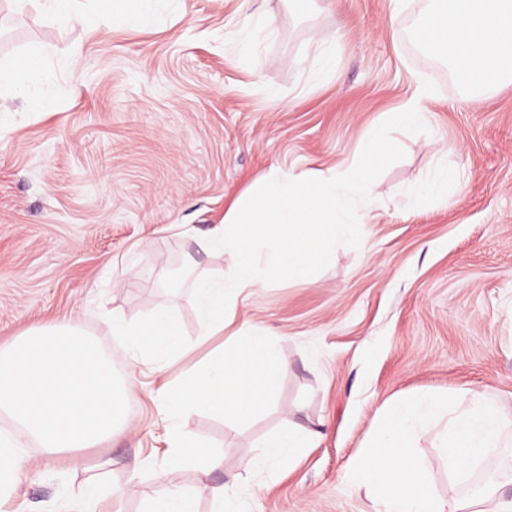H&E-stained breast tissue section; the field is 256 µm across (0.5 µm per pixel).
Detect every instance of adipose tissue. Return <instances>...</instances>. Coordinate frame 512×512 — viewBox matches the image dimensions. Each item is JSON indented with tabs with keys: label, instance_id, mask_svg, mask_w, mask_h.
<instances>
[{
	"label": "adipose tissue",
	"instance_id": "obj_1",
	"mask_svg": "<svg viewBox=\"0 0 512 512\" xmlns=\"http://www.w3.org/2000/svg\"><path fill=\"white\" fill-rule=\"evenodd\" d=\"M415 39L433 59L444 62L467 89L484 91L512 80V0H422ZM136 357L182 355L186 345L166 304L134 323L122 313L108 322ZM314 445L311 433L285 423L253 460L256 470H274L298 449Z\"/></svg>",
	"mask_w": 512,
	"mask_h": 512
}]
</instances>
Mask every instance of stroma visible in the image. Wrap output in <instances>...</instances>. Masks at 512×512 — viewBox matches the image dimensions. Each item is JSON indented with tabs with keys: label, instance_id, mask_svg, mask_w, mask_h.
I'll return each instance as SVG.
<instances>
[{
	"label": "stroma",
	"instance_id": "35a3bbf8",
	"mask_svg": "<svg viewBox=\"0 0 512 512\" xmlns=\"http://www.w3.org/2000/svg\"><path fill=\"white\" fill-rule=\"evenodd\" d=\"M277 29H244L252 12ZM419 0H157L148 22L122 14L59 27L37 7L0 4V65L37 47L39 83L0 92V347L27 329L77 320L131 376L133 427L77 456L29 442L0 512H44L109 467L99 512H141L167 451L159 394L236 335L273 338L287 368L272 407L243 426L197 411L186 434L219 449L208 474L180 473L199 512L209 488L242 492L243 512H374L350 480L378 412L414 393L486 392L512 407V83L485 96L418 50ZM338 29L336 70L308 82L297 58ZM433 81L424 134L394 132L405 157L375 181L359 248L337 246L308 280L259 283L222 335L202 338L193 279L227 277L233 252L201 249L227 206L271 166L293 173L356 163L366 131ZM45 94L48 111L31 107ZM458 150L446 154L448 143ZM450 166L462 188L416 193ZM166 302L184 355L135 360L104 323L149 318ZM319 433L278 470L253 459L284 421ZM443 422L416 431L434 490L462 494L435 448Z\"/></svg>",
	"mask_w": 512,
	"mask_h": 512
}]
</instances>
